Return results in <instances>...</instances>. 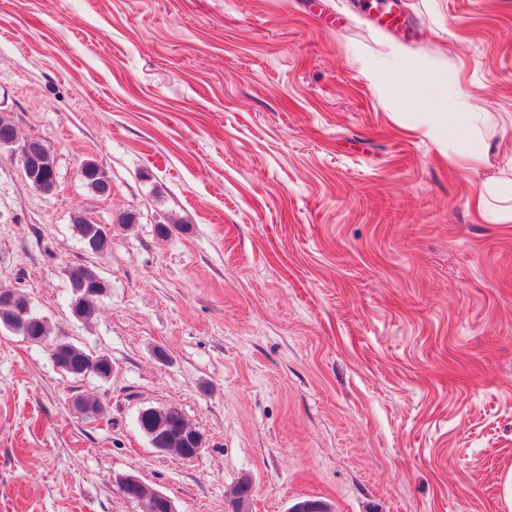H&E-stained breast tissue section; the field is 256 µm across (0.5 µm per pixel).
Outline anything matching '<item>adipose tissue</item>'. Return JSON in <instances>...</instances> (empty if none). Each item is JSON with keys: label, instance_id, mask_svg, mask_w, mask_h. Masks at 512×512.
I'll use <instances>...</instances> for the list:
<instances>
[{"label": "adipose tissue", "instance_id": "ef3b65f1", "mask_svg": "<svg viewBox=\"0 0 512 512\" xmlns=\"http://www.w3.org/2000/svg\"><path fill=\"white\" fill-rule=\"evenodd\" d=\"M457 72L448 69L439 79L421 74H406L395 79L401 97L419 108H437L438 120L448 135V153L455 157L481 158L485 146L476 133L481 121L478 113L455 98H443L444 90L455 88ZM474 206L481 217L491 224L512 222V183L487 187L475 196Z\"/></svg>", "mask_w": 512, "mask_h": 512}]
</instances>
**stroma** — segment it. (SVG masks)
<instances>
[{"label":"stroma","instance_id":"obj_1","mask_svg":"<svg viewBox=\"0 0 512 512\" xmlns=\"http://www.w3.org/2000/svg\"><path fill=\"white\" fill-rule=\"evenodd\" d=\"M405 2L410 41L355 0H0V117L57 167L44 194L0 151V287L113 367L74 379L0 330V512H139L128 474L177 512L244 479L249 512H512V223L473 206L512 180V0ZM451 67L478 160L392 84ZM81 263L107 285L87 323ZM170 405L194 460L137 424ZM141 480L133 475H126L119 480V486L123 489H130L134 485L135 488L125 492V496L140 504L151 505L157 501V493L160 499L164 500L167 505V512H176L172 500L163 493L156 492L143 482L138 484Z\"/></svg>","mask_w":512,"mask_h":512}]
</instances>
